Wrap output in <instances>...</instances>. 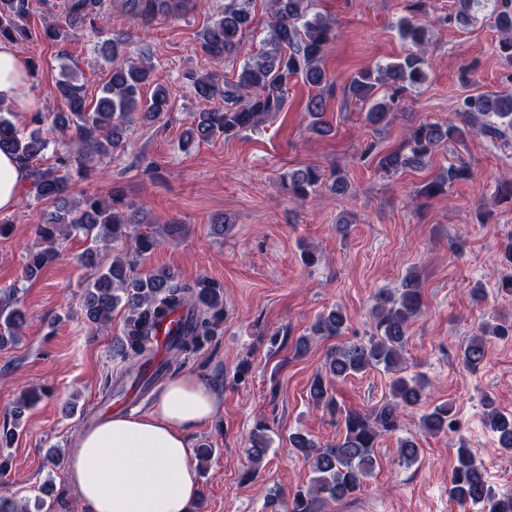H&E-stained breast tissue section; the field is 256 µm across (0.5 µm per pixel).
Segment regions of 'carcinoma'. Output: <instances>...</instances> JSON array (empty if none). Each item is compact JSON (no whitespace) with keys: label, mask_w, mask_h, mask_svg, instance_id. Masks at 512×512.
Here are the masks:
<instances>
[{"label":"carcinoma","mask_w":512,"mask_h":512,"mask_svg":"<svg viewBox=\"0 0 512 512\" xmlns=\"http://www.w3.org/2000/svg\"><path fill=\"white\" fill-rule=\"evenodd\" d=\"M310 0H272L271 21L258 52L244 62L231 80L217 74L192 76L196 97L217 104L190 117L184 144L198 139L212 141L231 139L243 131H256L266 119L288 109V84L295 76L314 89L328 83V74L320 62L329 45L336 40L332 22L319 15L308 16ZM455 20L468 25L473 12H489L493 27L500 34L499 49L505 60L512 62V4L509 0H456ZM99 0H68L64 8V23L52 19L42 25L41 38L57 44L69 37L85 22L94 25L100 19ZM250 0H225L224 10L199 34L204 53L221 58L232 54L241 37L249 32L253 18ZM124 10L144 21L158 15L179 16L190 9L189 0H123ZM424 0H410L408 14L397 22L402 40L418 48L427 40L428 28L420 19ZM29 0H0V41L20 43L31 37L27 28ZM104 39L99 52L109 62L121 54L128 37L123 33L101 30ZM154 66L148 61L119 63L112 69L109 83L95 104L87 103L83 86L77 83V73L67 69L56 82L55 96L60 106L54 112L36 119L47 123L50 132L68 139L67 156L57 168L39 167V159L49 147V138L41 129L28 133L19 129L11 112L0 103V151H8L20 162L30 180L36 198L54 207L37 234L49 240L58 231L81 232L96 239L126 241L133 251L143 256L159 245L154 234L139 233L141 223L132 204L122 192L114 190L107 204L93 195L82 199L80 206L68 205L70 178L62 173L74 163L82 164L94 157L106 156L122 143L127 125L135 119L155 121L166 111L168 90L157 87L150 97L142 94ZM428 80L427 64L416 50L407 51L385 66L357 72L345 88L348 96L368 103L367 121L378 126L390 122L400 96L407 90L421 87ZM305 111L311 122L309 129L319 136L332 132L324 119L325 99L315 94L309 98ZM462 124L421 123L413 127L403 148L379 157L377 167L387 174L405 168L423 166L440 147L467 133H476L503 140L512 131V93H479L463 99L459 106ZM470 169L464 164H451L435 179L424 185L420 194L431 198L443 192L449 184L467 180ZM323 175L313 167L288 171L280 176L281 186L288 196L306 199L321 186ZM57 252L51 248L30 254L25 276L33 278L51 263ZM127 311L122 336L118 339L119 353L127 361L125 372L139 380L144 368L154 359V340L160 327L174 314L179 317L167 332L168 357L159 363L158 371L175 372L186 359L198 353L224 321L222 287L210 280L178 284L171 272L158 270L135 276L129 264L119 257L100 272L85 290L83 307L89 322L97 328L107 326L118 306ZM424 301L416 278L411 277L399 294L378 295L374 311L377 317L375 333L367 342L349 341L332 350L328 356L330 379L316 375L310 384V397L325 408H337L330 393L331 379H343L379 366L387 372L399 371L402 352L407 342L410 322L422 314ZM24 316L17 302L7 300L0 306V345L14 339L23 327ZM346 316L333 308L318 315L311 327V336L299 339V347L307 346L310 337L331 338L343 333ZM512 337V322L498 319L479 326V333L469 337L460 348L459 357L471 371L485 362L487 344L494 339ZM428 380L423 376L410 379L395 377L390 397L378 408L363 413H344V431L333 444H319L301 432L292 433L288 441L306 462L313 477L310 485L292 491L288 500L274 496L270 503L283 512H326L330 503L354 497L373 472L377 459L375 448L384 433L400 429L404 411L419 405ZM484 418L497 434L499 448L512 453V414L501 411L494 401L482 399ZM452 407L435 406L420 417L421 429L433 435L444 433L452 425ZM268 426L259 421L250 436L246 477L254 478L268 452ZM405 463L420 457V448L412 439L399 446ZM457 464L448 483V498L460 506L479 505L484 512H512V494H501L489 484L485 469L470 449L456 448Z\"/></svg>","instance_id":"obj_1"}]
</instances>
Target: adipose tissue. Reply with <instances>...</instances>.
I'll return each mask as SVG.
<instances>
[{"instance_id":"ef3b65f1","label":"adipose tissue","mask_w":512,"mask_h":512,"mask_svg":"<svg viewBox=\"0 0 512 512\" xmlns=\"http://www.w3.org/2000/svg\"><path fill=\"white\" fill-rule=\"evenodd\" d=\"M0 102L34 104L26 57L0 41ZM221 397L201 376L172 380L150 410L116 414L87 426L66 456V475L88 512H192L199 475L188 429L212 419Z\"/></svg>"}]
</instances>
